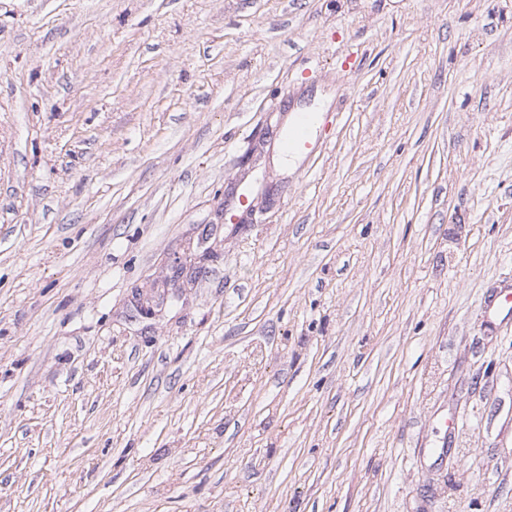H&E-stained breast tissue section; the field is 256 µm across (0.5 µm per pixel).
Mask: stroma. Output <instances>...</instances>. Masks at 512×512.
Returning <instances> with one entry per match:
<instances>
[{
	"label": "stroma",
	"mask_w": 512,
	"mask_h": 512,
	"mask_svg": "<svg viewBox=\"0 0 512 512\" xmlns=\"http://www.w3.org/2000/svg\"><path fill=\"white\" fill-rule=\"evenodd\" d=\"M507 285L512 0H0V512H512ZM320 121L317 112H303L300 114L297 121L288 129V133L283 139V150L290 154H304L308 155L312 149L311 144L314 142L313 130ZM283 150H280L281 162L285 165H293L296 161V156L288 155Z\"/></svg>",
	"instance_id": "35a3bbf8"
}]
</instances>
